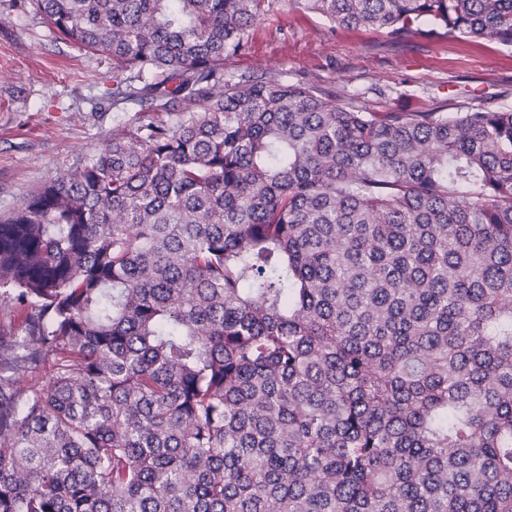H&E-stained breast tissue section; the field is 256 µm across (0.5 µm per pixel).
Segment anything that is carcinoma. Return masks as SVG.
<instances>
[{"label":"carcinoma","instance_id":"obj_1","mask_svg":"<svg viewBox=\"0 0 512 512\" xmlns=\"http://www.w3.org/2000/svg\"><path fill=\"white\" fill-rule=\"evenodd\" d=\"M289 2L512 46V0ZM14 3L133 115L0 220V512H512V107L226 71L271 0Z\"/></svg>","mask_w":512,"mask_h":512}]
</instances>
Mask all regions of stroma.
<instances>
[{"mask_svg":"<svg viewBox=\"0 0 512 512\" xmlns=\"http://www.w3.org/2000/svg\"><path fill=\"white\" fill-rule=\"evenodd\" d=\"M238 74L273 76L376 112H457L512 106V48L443 31L398 38L346 28L275 0L227 63ZM112 66L55 40L39 15L0 0V215L56 178L76 158L105 148L116 124Z\"/></svg>","mask_w":512,"mask_h":512,"instance_id":"stroma-1","label":"stroma"}]
</instances>
